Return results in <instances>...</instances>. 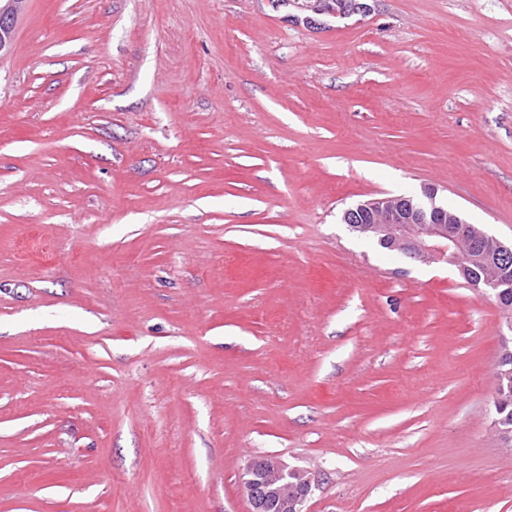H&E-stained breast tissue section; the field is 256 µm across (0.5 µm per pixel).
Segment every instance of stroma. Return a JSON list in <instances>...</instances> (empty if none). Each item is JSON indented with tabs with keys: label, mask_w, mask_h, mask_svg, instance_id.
Listing matches in <instances>:
<instances>
[{
	"label": "stroma",
	"mask_w": 512,
	"mask_h": 512,
	"mask_svg": "<svg viewBox=\"0 0 512 512\" xmlns=\"http://www.w3.org/2000/svg\"><path fill=\"white\" fill-rule=\"evenodd\" d=\"M26 0L0 57V512H512L508 330L345 209L512 241V0ZM512 340L510 338V341L507 338L503 339L501 351L499 360L501 357H506L504 359V364L498 363L497 369H496V377L498 379V387L496 388L495 396L493 398V404L496 414V419H504L508 421L512 427V357H510L508 361V355L512 354ZM508 361V362H507ZM507 362V363H506ZM503 370H511L505 371L502 373ZM501 373L510 378L507 380V378H504V384H505V392H501V384H500V375ZM510 386V387H509ZM504 424L500 425L499 421H495L496 430L498 433V436L500 440L503 443L509 442V439L507 437L511 436L512 428L508 427L505 421H502ZM241 483L251 512H303V505L315 487L307 468L293 466L278 458H255L246 464Z\"/></svg>",
	"instance_id": "stroma-1"
}]
</instances>
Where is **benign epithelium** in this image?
I'll use <instances>...</instances> for the list:
<instances>
[{
  "mask_svg": "<svg viewBox=\"0 0 512 512\" xmlns=\"http://www.w3.org/2000/svg\"><path fill=\"white\" fill-rule=\"evenodd\" d=\"M25 0H0V56L13 47L18 15ZM343 221L350 231L364 235L374 233L393 251H399L423 264H439L457 268L459 272L472 264L496 266L500 257L512 254V243H506L482 228L476 229L485 246L479 253L462 254L454 225L467 220L456 210L437 201L436 192L426 189L418 196H386L359 203L344 211ZM501 277L484 279L477 287L495 300L512 332V307L500 299ZM241 483L251 512H303V505L315 487L310 471L278 458H255L246 464Z\"/></svg>",
  "mask_w": 512,
  "mask_h": 512,
  "instance_id": "benign-epithelium-1",
  "label": "benign epithelium"
}]
</instances>
